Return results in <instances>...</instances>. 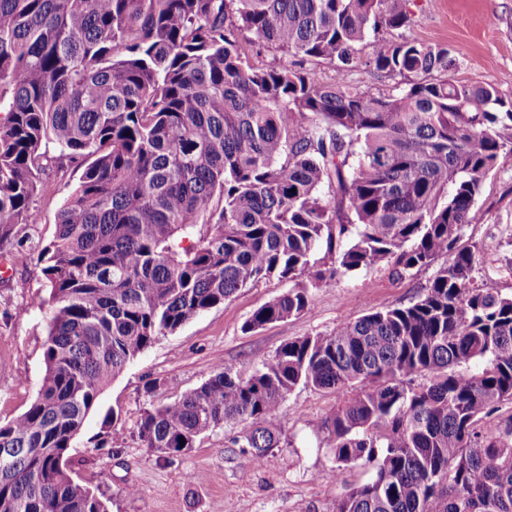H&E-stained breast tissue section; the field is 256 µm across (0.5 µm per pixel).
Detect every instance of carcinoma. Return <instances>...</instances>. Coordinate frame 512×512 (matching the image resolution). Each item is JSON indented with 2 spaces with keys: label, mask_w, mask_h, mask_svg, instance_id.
Wrapping results in <instances>:
<instances>
[{
  "label": "carcinoma",
  "mask_w": 512,
  "mask_h": 512,
  "mask_svg": "<svg viewBox=\"0 0 512 512\" xmlns=\"http://www.w3.org/2000/svg\"><path fill=\"white\" fill-rule=\"evenodd\" d=\"M410 23L409 0H0V250L41 266L54 308L37 397L0 422V512H108L68 466L89 413L239 289L290 283L255 331L300 314L311 283L439 260L410 305L291 339L248 378L218 367L145 409L138 439L176 456L240 425L260 462L296 387H350L322 429L336 467L372 476L334 512H512V421L486 423L512 401V294L475 286L459 248L512 155V99L449 79ZM260 45L294 61L256 67ZM321 60L333 81L304 68ZM361 65L403 87L345 81ZM53 167L80 176L45 241L27 229Z\"/></svg>",
  "instance_id": "cac0c4a2"
}]
</instances>
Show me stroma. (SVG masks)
<instances>
[{
  "instance_id": "35a3bbf8",
  "label": "stroma",
  "mask_w": 512,
  "mask_h": 512,
  "mask_svg": "<svg viewBox=\"0 0 512 512\" xmlns=\"http://www.w3.org/2000/svg\"><path fill=\"white\" fill-rule=\"evenodd\" d=\"M412 22L404 37L447 48L461 83L491 82L512 97V0H410ZM80 173L50 174L35 206L33 236L50 238L56 215ZM475 218L460 245L477 257L475 283L512 293V156L500 159L484 179ZM11 270L0 279V422L27 409L44 376L43 343L51 306L35 308L33 296L48 295L39 266L14 250H0ZM435 268L391 276L382 267L360 270L311 289L297 316L252 332L244 324L266 300L286 292L271 278L238 290L224 304L160 337L106 387L97 408L69 450L75 474L108 501L110 512H332L337 498L365 483L358 465L337 467L318 427L348 398V391L297 387L286 399L277 426L278 448L263 462L234 446L238 427L209 433L190 453L165 457L143 447L137 426L145 408L199 387L218 367L251 376L286 341L328 335L343 322L417 300ZM154 391H147L148 383ZM111 446H102V439Z\"/></svg>"
}]
</instances>
